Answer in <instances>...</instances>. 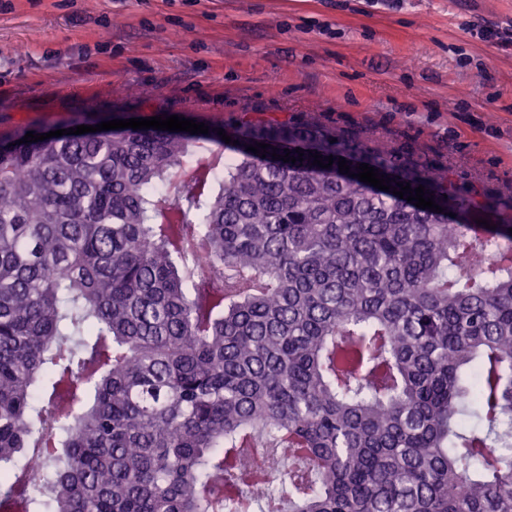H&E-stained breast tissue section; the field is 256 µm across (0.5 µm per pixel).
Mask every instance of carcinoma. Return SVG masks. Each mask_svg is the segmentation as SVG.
<instances>
[{"instance_id": "carcinoma-1", "label": "carcinoma", "mask_w": 512, "mask_h": 512, "mask_svg": "<svg viewBox=\"0 0 512 512\" xmlns=\"http://www.w3.org/2000/svg\"><path fill=\"white\" fill-rule=\"evenodd\" d=\"M28 131L0 139V512H512L498 201L316 121L213 126L177 185L187 133ZM253 447L288 455L266 491Z\"/></svg>"}]
</instances>
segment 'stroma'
I'll return each instance as SVG.
<instances>
[{
  "label": "stroma",
  "instance_id": "obj_1",
  "mask_svg": "<svg viewBox=\"0 0 512 512\" xmlns=\"http://www.w3.org/2000/svg\"><path fill=\"white\" fill-rule=\"evenodd\" d=\"M318 121L512 200V0H0V136Z\"/></svg>",
  "mask_w": 512,
  "mask_h": 512
}]
</instances>
